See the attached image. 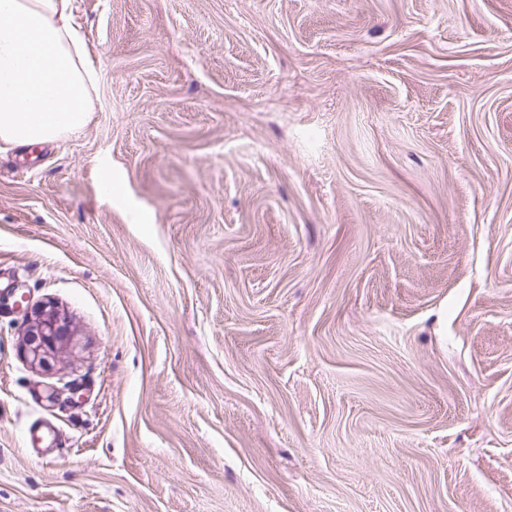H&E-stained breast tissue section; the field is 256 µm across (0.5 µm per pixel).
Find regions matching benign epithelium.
Listing matches in <instances>:
<instances>
[{"label":"benign epithelium","instance_id":"obj_1","mask_svg":"<svg viewBox=\"0 0 512 512\" xmlns=\"http://www.w3.org/2000/svg\"><path fill=\"white\" fill-rule=\"evenodd\" d=\"M24 324L20 351L36 368L47 367L55 361L73 336L71 319L51 303L24 307Z\"/></svg>","mask_w":512,"mask_h":512}]
</instances>
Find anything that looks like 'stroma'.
<instances>
[{"mask_svg": "<svg viewBox=\"0 0 512 512\" xmlns=\"http://www.w3.org/2000/svg\"><path fill=\"white\" fill-rule=\"evenodd\" d=\"M75 16L90 122L0 148V292L74 328L0 307V512H512V0ZM25 329L20 345L23 358L33 367L44 368L68 347L72 321L52 303L24 307Z\"/></svg>", "mask_w": 512, "mask_h": 512, "instance_id": "stroma-1", "label": "stroma"}]
</instances>
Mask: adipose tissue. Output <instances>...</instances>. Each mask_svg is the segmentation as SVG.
<instances>
[{"label": "adipose tissue", "instance_id": "obj_1", "mask_svg": "<svg viewBox=\"0 0 512 512\" xmlns=\"http://www.w3.org/2000/svg\"><path fill=\"white\" fill-rule=\"evenodd\" d=\"M94 71L74 0H0V142L79 133L94 110Z\"/></svg>", "mask_w": 512, "mask_h": 512}]
</instances>
